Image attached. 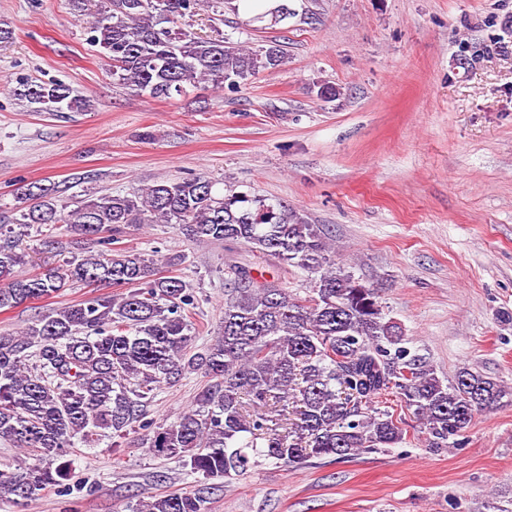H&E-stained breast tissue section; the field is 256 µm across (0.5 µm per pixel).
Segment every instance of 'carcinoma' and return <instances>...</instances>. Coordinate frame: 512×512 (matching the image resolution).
I'll use <instances>...</instances> for the list:
<instances>
[{
    "mask_svg": "<svg viewBox=\"0 0 512 512\" xmlns=\"http://www.w3.org/2000/svg\"><path fill=\"white\" fill-rule=\"evenodd\" d=\"M90 19L89 41L110 61L117 84L154 99L202 81L232 89L283 64L279 44L249 50L177 26L201 0H69ZM296 16L284 0L249 17L275 24ZM16 95L47 112L81 110L87 100L60 82H20ZM58 186H23L15 224L36 228L59 259L23 273L14 228L0 224V311L51 298L69 283L114 288L60 307L21 331L0 335V441L35 457L0 469V496L24 507L66 478L76 444L130 434L157 456L179 459L206 480L232 479L267 460L296 468L313 459L342 463L395 448L412 414L432 448L460 444L475 417L512 397L502 381L463 369L449 380L408 346L379 301L378 288L336 264L322 226L282 203L267 204L206 175L157 182L126 194H87L68 212ZM175 224L197 244L239 245L311 276L300 298L234 259L224 263V317L196 349L194 297L164 275L185 256L157 260L116 246L131 224ZM92 251L65 256L64 240ZM207 378L198 408L170 424L142 421L143 407L186 372ZM401 413L377 408L390 401ZM133 512H207L199 492L151 495Z\"/></svg>",
    "mask_w": 512,
    "mask_h": 512,
    "instance_id": "1",
    "label": "carcinoma"
}]
</instances>
